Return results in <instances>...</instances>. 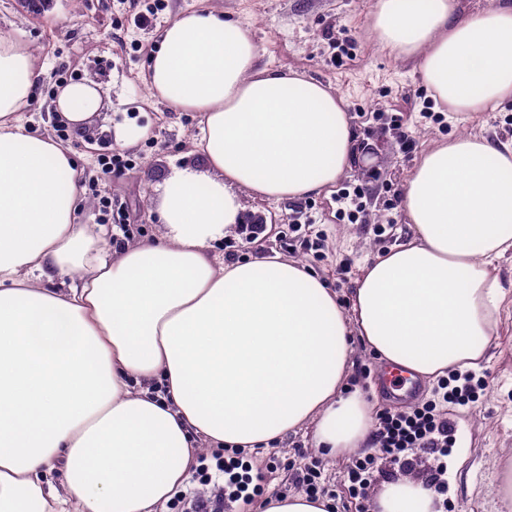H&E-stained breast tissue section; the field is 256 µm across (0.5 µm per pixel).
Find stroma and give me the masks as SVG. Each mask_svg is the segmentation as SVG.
<instances>
[{
	"label": "stroma",
	"instance_id": "1",
	"mask_svg": "<svg viewBox=\"0 0 512 512\" xmlns=\"http://www.w3.org/2000/svg\"><path fill=\"white\" fill-rule=\"evenodd\" d=\"M165 8L151 24L138 28L130 20L129 0H41L31 8L24 0H0V30L35 46L46 74L36 90L27 118L32 133L54 132L55 118L46 110L60 78H84L101 84L104 104L84 135L66 142L74 159L97 173L100 153L116 150L120 131H138L128 152L144 159L143 168L113 175L108 182L115 200L133 216L134 244L158 238L162 232L153 210L155 188L171 167L198 163L193 137L199 118L177 112L145 95L143 75L159 43L162 28L178 13L206 6L215 14L246 22L259 49V64L302 74L329 86L343 98L354 132V158L340 180L351 189L379 172L401 190L419 160L420 152L434 142L468 133L491 139L512 138V106L484 113L480 119L454 117L442 124L421 116L420 96L426 85L414 60L390 57L368 30L375 0H163ZM346 32L356 42L357 57L347 66L331 65L333 53L326 32ZM418 142L417 154L399 150L402 134ZM362 219L356 223L336 217L335 194L322 193L277 204L246 200L245 223L268 219L269 232L260 235V253H286L326 278L342 304H349L361 269L389 248L406 241L408 230L401 199L387 193L365 200ZM308 217L314 232L325 236L323 251L304 247L298 234L287 233L293 214ZM380 370L377 357L356 344L354 366L346 384L360 389L372 411L396 409V402L376 390ZM485 388L476 402L449 405L448 411L462 434L448 452L458 467L455 485L441 483L435 491L443 512H508L497 492L502 466L512 464V292L504 303L498 331L488 359L479 372ZM313 432L305 428L277 445L248 453L252 463L263 465L266 492L296 491L295 477L305 463L316 462L335 512H357L345 482L347 465L364 456L357 448L345 454L323 455L312 444Z\"/></svg>",
	"mask_w": 512,
	"mask_h": 512
}]
</instances>
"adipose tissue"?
Listing matches in <instances>:
<instances>
[{
    "instance_id": "1",
    "label": "adipose tissue",
    "mask_w": 512,
    "mask_h": 512,
    "mask_svg": "<svg viewBox=\"0 0 512 512\" xmlns=\"http://www.w3.org/2000/svg\"><path fill=\"white\" fill-rule=\"evenodd\" d=\"M371 28L418 60L442 109L512 103V0L470 14L376 0ZM258 57L247 24L207 8L166 24L145 84L198 114L200 162L159 184L158 241L116 253L104 225L74 221L70 150L27 129L36 48L0 38V512H166L202 451L249 453L305 427L327 455L362 447L370 407L345 388L358 342L434 386L487 357L512 253V141L471 133L422 154L403 186L410 235L365 267L350 306L298 261L212 253L242 197L302 199L350 167L343 99ZM102 102L85 79L48 108L81 134ZM372 512L438 509L404 476Z\"/></svg>"
}]
</instances>
